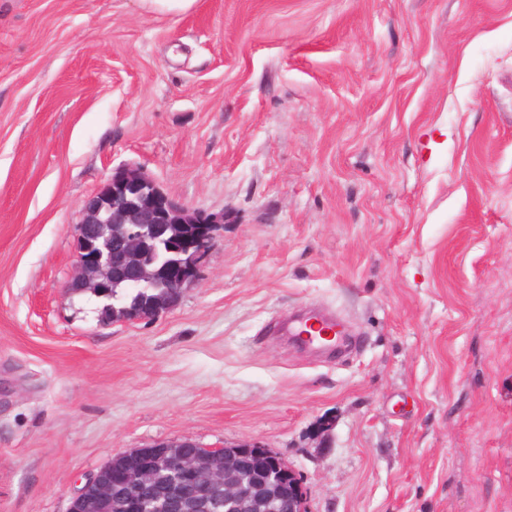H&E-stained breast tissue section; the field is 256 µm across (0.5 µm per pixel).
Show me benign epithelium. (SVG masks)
Instances as JSON below:
<instances>
[{"label":"benign epithelium","instance_id":"benign-epithelium-1","mask_svg":"<svg viewBox=\"0 0 512 512\" xmlns=\"http://www.w3.org/2000/svg\"><path fill=\"white\" fill-rule=\"evenodd\" d=\"M121 228L127 252L122 255L129 293L152 287L151 307L128 308L112 321L153 319L174 307L183 289L193 285L206 256L215 247L224 213L195 210L168 196L148 174L135 166L112 170L103 187L86 199L80 210L71 294L90 293L103 299L105 278L115 262L110 236L94 237L91 225ZM170 224H199L196 239L166 235ZM166 478L168 493L183 512H211L210 501L198 488L216 490L226 512H309L302 477L277 451L260 442L204 448L185 439L158 442L115 454L71 497L67 512H111L112 488L129 490L127 512H167L164 503L139 496L138 489L158 475Z\"/></svg>","mask_w":512,"mask_h":512}]
</instances>
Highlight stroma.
I'll return each instance as SVG.
<instances>
[{"mask_svg": "<svg viewBox=\"0 0 512 512\" xmlns=\"http://www.w3.org/2000/svg\"><path fill=\"white\" fill-rule=\"evenodd\" d=\"M126 165L224 230L104 324L76 223ZM301 308L349 354L272 334ZM183 439L311 512H512V0H0V512Z\"/></svg>", "mask_w": 512, "mask_h": 512, "instance_id": "35a3bbf8", "label": "stroma"}]
</instances>
